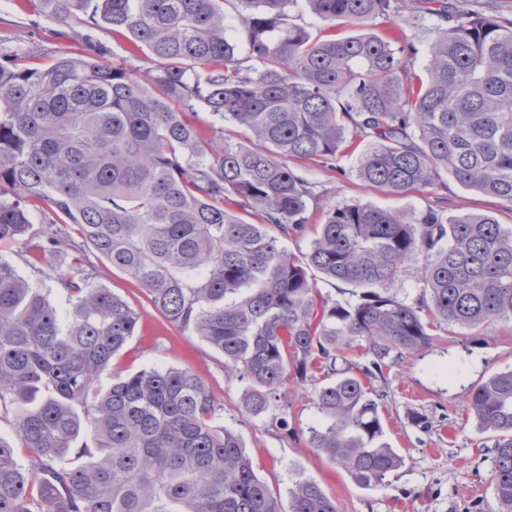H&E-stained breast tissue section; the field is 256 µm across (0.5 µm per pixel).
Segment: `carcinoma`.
<instances>
[{
	"instance_id": "carcinoma-1",
	"label": "carcinoma",
	"mask_w": 512,
	"mask_h": 512,
	"mask_svg": "<svg viewBox=\"0 0 512 512\" xmlns=\"http://www.w3.org/2000/svg\"><path fill=\"white\" fill-rule=\"evenodd\" d=\"M41 2L53 19L127 32L161 94L94 49L44 68L0 63V244L40 275L48 254L69 258L48 277L71 304L61 314L0 258V409L18 441L0 439V512H338L311 478L282 504L191 370L95 390L140 314L94 284L84 253L222 354L250 414L285 410L292 372L330 379L312 447L377 486L402 458L383 441L371 378L428 347L436 323L470 339L512 323V225L450 218L442 198L411 214L338 200L295 255L279 236L301 234L322 194L288 161L333 166L364 143L358 177L391 195L445 172L512 204V19L451 0H307L329 23L322 39L292 22L295 0H228L232 17L219 0ZM405 12L436 20L418 86L413 38L378 32ZM196 103L253 145L211 149L183 113ZM31 201L51 219L36 234ZM418 260L412 298L395 285ZM319 278L349 296L315 304ZM469 410L494 434L493 492L512 512V369L477 384Z\"/></svg>"
}]
</instances>
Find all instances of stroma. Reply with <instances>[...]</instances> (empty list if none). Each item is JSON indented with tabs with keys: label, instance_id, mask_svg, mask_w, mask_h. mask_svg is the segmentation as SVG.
I'll return each instance as SVG.
<instances>
[{
	"label": "stroma",
	"instance_id": "obj_1",
	"mask_svg": "<svg viewBox=\"0 0 512 512\" xmlns=\"http://www.w3.org/2000/svg\"><path fill=\"white\" fill-rule=\"evenodd\" d=\"M93 44L103 50L104 61L128 63L140 78L154 70L146 47H134L127 37L92 25L86 17L60 22L43 12L40 0H0V62L43 67L64 56H83ZM187 115L215 145L244 140L240 129L202 106L189 108ZM358 160L354 153L333 168L298 163V170L323 192L324 204L309 209L302 235L282 238L287 251L306 252L327 205L342 199L413 213L443 197L449 216L487 214L512 225L511 205L464 187L452 176H445L443 186L393 196L358 179ZM86 260L98 270L99 283L141 315L134 336L98 378L97 388L107 389L113 380L143 369H191L213 393L221 422L240 435L256 474L283 499L296 480L311 477L335 500L338 512H497L491 482L493 435L477 428L468 403L476 384L512 369V324L483 326L472 343L463 341L458 327L442 326L431 346L403 354L383 378L373 380L374 389L384 394L386 440L403 462L379 486L363 489L309 442L308 429L320 420L314 392L322 386V377L288 379V427H274L270 416L245 411L247 383L227 372L222 354L171 326L141 288L96 253L87 252ZM418 414L427 418V426L416 424Z\"/></svg>",
	"mask_w": 512,
	"mask_h": 512
}]
</instances>
